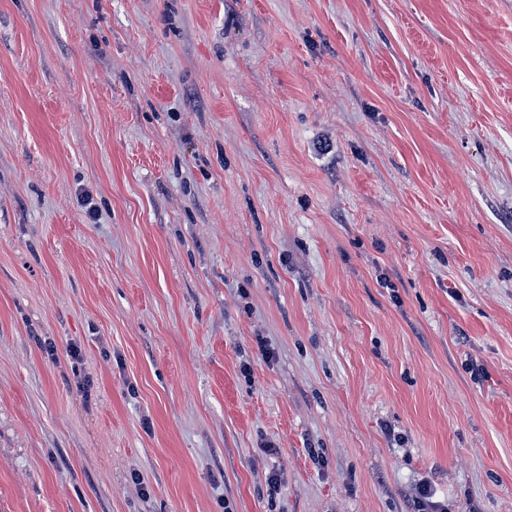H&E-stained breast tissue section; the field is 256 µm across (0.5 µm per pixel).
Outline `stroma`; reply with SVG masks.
<instances>
[{
    "label": "stroma",
    "mask_w": 512,
    "mask_h": 512,
    "mask_svg": "<svg viewBox=\"0 0 512 512\" xmlns=\"http://www.w3.org/2000/svg\"><path fill=\"white\" fill-rule=\"evenodd\" d=\"M424 480L512 512V0H0V512Z\"/></svg>",
    "instance_id": "1"
}]
</instances>
